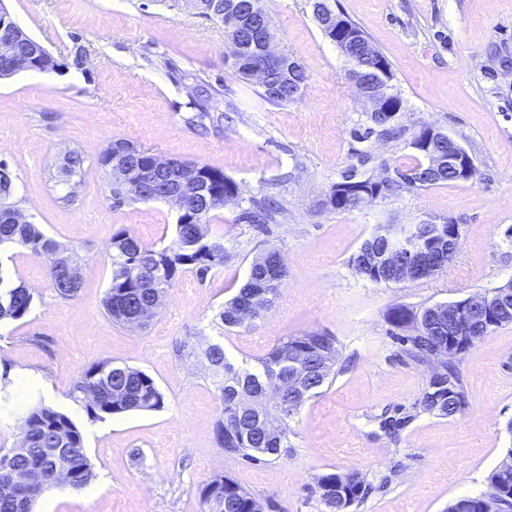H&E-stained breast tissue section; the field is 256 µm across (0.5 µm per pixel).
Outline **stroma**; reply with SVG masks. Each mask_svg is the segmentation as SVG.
<instances>
[{"label":"stroma","mask_w":512,"mask_h":512,"mask_svg":"<svg viewBox=\"0 0 512 512\" xmlns=\"http://www.w3.org/2000/svg\"><path fill=\"white\" fill-rule=\"evenodd\" d=\"M21 29L64 61L61 71L0 79V160L16 176L28 221L69 247L81 279L57 297L44 263L26 250L0 252V265L34 294L31 312L0 322V371L12 397L0 401V448L16 446L33 400L63 409L83 429L95 477L60 483L36 512H202L200 490L231 477L275 512H327L321 474L359 472L374 491L354 512H446L460 497L489 491L488 477L512 452V323L484 336L458 365L469 397L461 415L414 411L429 381L425 364L403 360L387 310L423 308L483 294L512 280V0H328L389 60L401 109L400 137H366L370 105L352 65L321 31L312 0H266L277 50L305 69L296 101L276 105L239 79L224 26L187 0H0ZM83 65H74L76 51ZM433 125L472 156L476 174L388 195L351 210L328 202L351 176L381 180L411 163L414 135ZM124 140L170 159L209 165L244 196L272 197L283 211L259 229L239 222L240 205L214 214L224 236L221 272L179 274L149 324L110 318L105 246L119 229L162 247L178 211L162 201L116 204L98 158ZM83 171L57 177L70 152ZM449 217L460 226L453 263L435 276L376 283L352 264L381 224ZM280 250L287 276L273 306L243 326L213 319L244 284L253 260ZM334 336L340 371L291 423L287 457L250 464L214 441L222 404L205 363L186 347L221 343L236 366L258 369L279 339ZM109 359L149 374L165 396L159 411L89 421L72 396L79 373ZM42 385L26 388L24 372ZM413 412L397 439L382 415Z\"/></svg>","instance_id":"obj_1"}]
</instances>
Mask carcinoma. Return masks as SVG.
Wrapping results in <instances>:
<instances>
[{
  "instance_id": "cac0c4a2",
  "label": "carcinoma",
  "mask_w": 512,
  "mask_h": 512,
  "mask_svg": "<svg viewBox=\"0 0 512 512\" xmlns=\"http://www.w3.org/2000/svg\"><path fill=\"white\" fill-rule=\"evenodd\" d=\"M353 30L360 34L359 41L351 47V55L360 58L370 52L379 59L385 56L371 43L364 31L355 23ZM306 83L305 72L299 73V82L290 89L283 87L278 93L263 90L261 96L275 104L295 101ZM152 153L134 147L123 155L107 145L101 152L99 163L112 167L113 160H130L135 166H145ZM83 157L75 152L67 166L61 170L62 180L82 173ZM211 189L216 191V201L203 215L201 223L176 224L175 238L168 245L153 247L142 243L125 229L115 232L107 246L111 260L112 278L105 293L104 309L120 324H126L151 309L160 294H168L179 273L192 270L200 276L224 268V235L208 234L202 226L211 223L213 212L222 208L218 199L224 195L243 197L238 184L224 175L218 168L204 166ZM426 162L418 160L411 165L396 167L400 178L383 187L384 194H398L404 190L419 189L451 181L444 174L434 181H422ZM165 174L156 176L148 188L132 178L123 186H110L111 196L119 204L138 202L148 192L167 190ZM329 204L337 210L358 207L355 195L344 193L336 197V188H331ZM255 224H274L281 209L274 203L250 201L245 208ZM12 244L28 250L42 259L53 288L62 299L74 297L78 288L69 279L65 263L71 262L67 248L48 237L41 227L28 221L12 220L9 210H0V245ZM287 276V268L280 251L269 248L251 265L247 282L219 311L220 326L236 328L241 323L232 319L230 311L238 302L251 299L258 291L269 293L270 302H275L279 287ZM34 306V294L23 285L10 283L7 273L0 269V321L18 320ZM424 309L395 305L386 312L388 323L400 330L411 327V321ZM401 356L414 362L421 361L426 352L447 340V336H394ZM209 364L212 383L219 394L223 409L218 418L214 437L224 452L250 463H264L288 456L290 445L288 434L290 421L298 414L305 401L325 383L334 379L339 361L336 339L326 333L307 332L298 336L282 338L264 357L259 359L256 371L236 367L225 355L224 345L212 343L201 352ZM460 352H448L438 379L427 383L417 405L425 412L441 417H453L467 408V393L458 370ZM299 361L306 366L307 389L301 398L290 395L288 379L294 365ZM453 384H448V378ZM283 381L281 387L280 415L276 417L279 431L268 432L265 424L269 409L262 404L251 403V397L269 389L275 382ZM72 394H81L87 399L85 410L89 419L103 421L114 416L137 411H156L165 406V397L154 379L140 369L128 365L114 364L106 360L84 369L77 378ZM413 416H387L380 427L390 437L398 435ZM24 436L21 444L10 449L8 456L0 454V512H32L44 486L61 481V476L73 478L72 488L80 489L94 478L93 464L82 451L84 436L79 426L68 414L43 403L31 407L23 418ZM36 472L43 479L42 485L25 484L16 479L20 474ZM322 500L329 512H352L369 496L372 487L355 471L346 473L328 472L317 481ZM200 496L204 512H263L256 499L232 478L221 475L206 483Z\"/></svg>"
}]
</instances>
